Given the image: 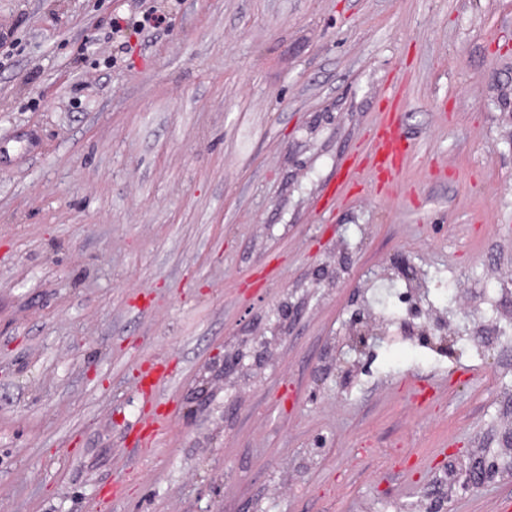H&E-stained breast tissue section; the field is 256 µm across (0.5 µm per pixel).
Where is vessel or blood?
I'll use <instances>...</instances> for the list:
<instances>
[{"instance_id": "1", "label": "vessel or blood", "mask_w": 512, "mask_h": 512, "mask_svg": "<svg viewBox=\"0 0 512 512\" xmlns=\"http://www.w3.org/2000/svg\"><path fill=\"white\" fill-rule=\"evenodd\" d=\"M399 126L397 111L383 113L371 149L363 162L351 170V179L375 185L382 191L392 188L398 169L410 152L409 146L403 143ZM169 377L164 363H153L142 374L140 388L144 394L155 395Z\"/></svg>"}]
</instances>
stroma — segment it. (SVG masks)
<instances>
[{
    "label": "stroma",
    "instance_id": "stroma-1",
    "mask_svg": "<svg viewBox=\"0 0 512 512\" xmlns=\"http://www.w3.org/2000/svg\"><path fill=\"white\" fill-rule=\"evenodd\" d=\"M8 29L0 512L512 500L448 492L512 429V0H0ZM392 95L416 153L386 197L344 178ZM404 282L444 348L386 320ZM170 377V372L163 362H155L141 375L140 389L146 395H155Z\"/></svg>",
    "mask_w": 512,
    "mask_h": 512
}]
</instances>
